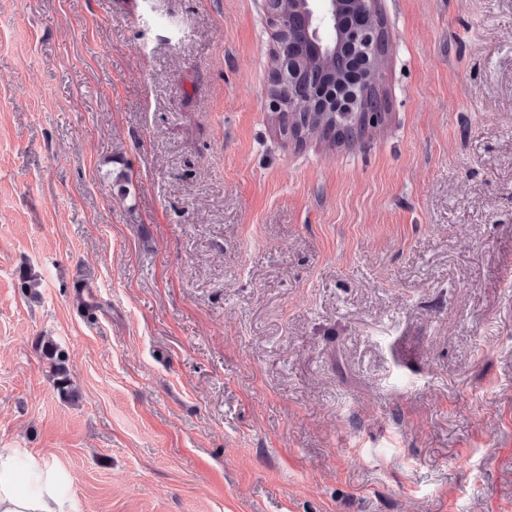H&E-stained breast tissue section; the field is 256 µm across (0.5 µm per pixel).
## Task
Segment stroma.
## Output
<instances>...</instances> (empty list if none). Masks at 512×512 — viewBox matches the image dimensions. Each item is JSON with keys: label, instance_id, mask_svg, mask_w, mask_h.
Wrapping results in <instances>:
<instances>
[{"label": "stroma", "instance_id": "1", "mask_svg": "<svg viewBox=\"0 0 512 512\" xmlns=\"http://www.w3.org/2000/svg\"><path fill=\"white\" fill-rule=\"evenodd\" d=\"M377 8L330 147L264 0H0V448L82 512H512V0ZM42 354L49 361L52 369L54 385L59 395L68 401L75 400L76 390L70 382L69 375L65 367V352L60 350L52 341H46L41 345Z\"/></svg>", "mask_w": 512, "mask_h": 512}]
</instances>
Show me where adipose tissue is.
<instances>
[{
    "label": "adipose tissue",
    "mask_w": 512,
    "mask_h": 512,
    "mask_svg": "<svg viewBox=\"0 0 512 512\" xmlns=\"http://www.w3.org/2000/svg\"><path fill=\"white\" fill-rule=\"evenodd\" d=\"M69 483L42 457L0 448V512H79Z\"/></svg>",
    "instance_id": "adipose-tissue-1"
}]
</instances>
